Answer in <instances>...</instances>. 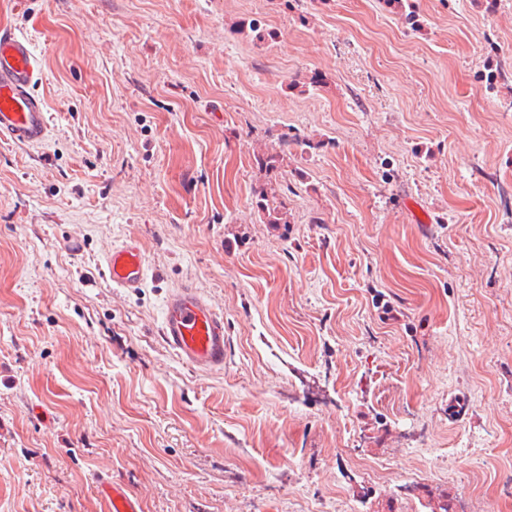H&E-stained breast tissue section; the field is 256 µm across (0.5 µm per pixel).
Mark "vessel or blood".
<instances>
[{"label":"vessel or blood","instance_id":"b4317fda","mask_svg":"<svg viewBox=\"0 0 512 512\" xmlns=\"http://www.w3.org/2000/svg\"><path fill=\"white\" fill-rule=\"evenodd\" d=\"M40 66L29 38L0 29V140L31 146L43 144L50 133V115L32 92ZM104 279L128 293L142 288L146 259L137 239L129 238L104 256ZM164 342L178 358L200 372L224 367V317L194 286L183 284L166 294L160 322ZM111 512H140V504L119 484H102Z\"/></svg>","mask_w":512,"mask_h":512}]
</instances>
